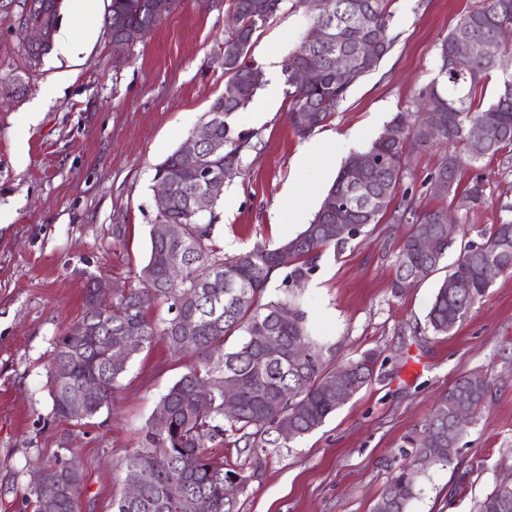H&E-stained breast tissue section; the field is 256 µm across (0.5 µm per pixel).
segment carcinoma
Returning <instances> with one entry per match:
<instances>
[{
  "label": "carcinoma",
  "instance_id": "cac0c4a2",
  "mask_svg": "<svg viewBox=\"0 0 512 512\" xmlns=\"http://www.w3.org/2000/svg\"><path fill=\"white\" fill-rule=\"evenodd\" d=\"M151 0H111L108 14L112 56L131 55L123 40L128 27L150 35L164 15L155 13ZM284 0H233L235 26L226 46H240L242 52L224 54V95L208 110L213 140L223 148L206 147L191 160L173 152L156 166L155 176L167 177L173 186L172 203L161 216L164 224L182 227V236L160 240L150 237L148 258L137 272L138 285L112 292V312L95 320L91 312L93 284L87 280L85 313L66 328L55 341L48 369L52 417L68 418L70 401L82 397L89 381L100 385L99 393L86 401L83 419L91 420L112 404L128 363L143 350L161 341L171 357L195 356L194 363L164 393L148 420L138 447L121 464L125 475L139 477L143 485L140 499L120 497L114 512H192L189 502L206 497L211 512H237V500L246 477L238 472L220 449L233 446L267 448L279 441H290L319 428L335 412L336 388L329 380L336 370L344 371L341 389L351 398L372 382L378 355L366 351L356 359L332 367L322 347L310 335L306 317L293 301L295 290L317 271L318 262L328 247H343L348 240L366 233L380 222L388 205L406 177L409 154L406 140L427 146L443 138L460 144V150L445 153L431 178L448 183L444 197L449 206L420 212L414 197L403 193L399 222L415 220L412 234L404 238L395 256L396 274L391 288L403 294L401 284L408 274L420 269L423 277L437 270L450 246L448 227L440 218L448 208L456 210L458 221L485 204V179L475 174L464 191H459L466 169H476L512 152V77L503 80L494 103L484 105V88L497 70V62L475 54L482 43L499 39L512 25V0H480L460 14L448 35L438 46L439 72L434 81L418 93V101L440 117L437 131L430 134L418 124H409L404 113L389 122L402 126L400 139L391 143L378 137L365 150L374 159L368 168H356L355 155H349L323 198L313 220L294 237L276 248L257 246L228 255L215 238L221 216L219 201L205 210H196L202 185L195 171L200 167L222 170L241 167L245 153L253 148L254 130L240 129L232 117L245 111L260 86L250 78L257 63L250 59L253 38L282 8ZM390 0H329L328 8L336 21L335 39L308 49L298 44L282 64L284 83L290 98L289 121L294 133L304 138L321 127L346 97L353 82L336 72L333 57L352 52L358 33L379 42L380 53L359 67L370 72L390 52ZM321 58L315 80L308 85L292 81L295 70L306 66L311 56ZM486 127V139L475 143L467 136L471 122ZM373 197L384 198V206L367 207ZM343 222L352 225L347 236L333 239L325 225ZM426 233L434 239V250L422 253L416 237ZM482 242L469 241L459 258L435 289L426 315L428 331L446 336L461 324L491 287L483 275L485 266L495 262L500 272H512V218H503L480 231ZM288 250L292 265L282 267L278 256ZM181 260L179 275L166 277L169 263ZM280 280L279 295L265 299L270 282ZM454 279L458 287H448ZM168 305V316L154 318V305ZM288 309V318L279 312ZM185 320L193 324L190 332L181 328ZM264 336L280 344L275 353L266 351ZM232 346H227L229 341ZM307 351L299 365L290 361L294 344ZM125 353V363L110 364L111 354ZM210 383L213 398L200 408L194 387ZM237 392L238 412L224 414V390ZM491 383L487 373L472 370L458 377L437 400L429 417L404 437L408 462L391 479L373 506L372 512H407L417 492L416 478L421 467L447 466L457 455L463 433L450 434L461 411L477 414L483 407ZM287 424L293 434H283ZM48 478L61 489L59 512H80L82 478L73 465L46 468ZM477 512H512V484L496 483L478 503Z\"/></svg>",
  "mask_w": 512,
  "mask_h": 512
}]
</instances>
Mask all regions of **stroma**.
Segmentation results:
<instances>
[{
  "mask_svg": "<svg viewBox=\"0 0 512 512\" xmlns=\"http://www.w3.org/2000/svg\"><path fill=\"white\" fill-rule=\"evenodd\" d=\"M22 3L0 0V512H31L26 499L36 473L64 461L82 476L81 512H113L124 492L121 461L192 360H174L163 343L154 344L129 363L110 410L79 422L53 418L47 366L56 339L85 310L89 275L120 286L145 263L156 214L155 168L201 126L224 91L232 0H179L120 62L112 58L104 20L96 19L97 41L81 63L69 65L52 52L29 74L17 33ZM473 3L391 0V51L305 138L289 124L281 70L265 72L264 87L236 117L260 136L224 185L217 236L226 253L274 246L300 232V225L275 221L274 207L288 186L298 187L304 218L312 220L344 160L364 151L396 112L412 108L437 76L438 46ZM309 28L305 9L285 0L256 32L252 59L262 62L270 48L287 57ZM65 70L68 83L56 86ZM18 74L20 89L13 84ZM35 105L37 123L25 124L24 112ZM447 149L440 141L410 153L403 184L420 209L444 203L428 179ZM306 151L313 161L298 167ZM481 171L488 201L459 224L445 263L512 206V164L495 160ZM412 231L382 217L343 249L326 250L298 290L326 360L376 351L375 379L315 431L241 454L247 482L239 512H372L405 462L404 436L473 369L491 379L487 400L453 463L418 475L408 512H474L512 472V274L497 276L450 335H433L426 315L444 271L403 295L391 292L395 255Z\"/></svg>",
  "mask_w": 512,
  "mask_h": 512,
  "instance_id": "obj_1",
  "label": "stroma"
}]
</instances>
